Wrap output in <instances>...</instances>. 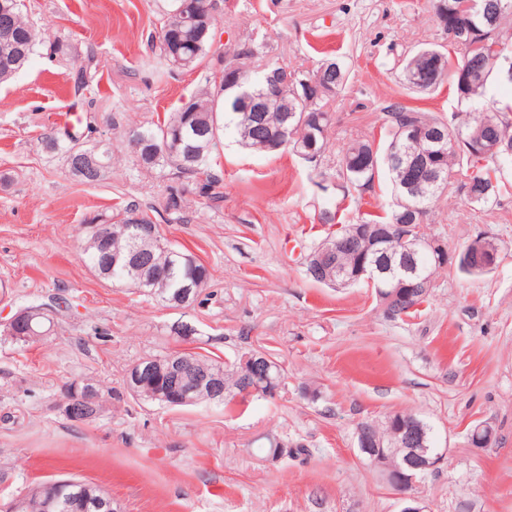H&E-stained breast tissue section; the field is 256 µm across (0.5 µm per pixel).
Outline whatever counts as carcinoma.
<instances>
[{"instance_id":"carcinoma-1","label":"carcinoma","mask_w":512,"mask_h":512,"mask_svg":"<svg viewBox=\"0 0 512 512\" xmlns=\"http://www.w3.org/2000/svg\"><path fill=\"white\" fill-rule=\"evenodd\" d=\"M464 2L435 0L434 13L443 30H448L450 17ZM474 2L476 7L470 12L471 42L451 41L447 45L423 47L405 61L401 72L404 85L413 92L431 91L442 81H448L449 90L457 100L469 105L467 121L455 123L435 116L410 100L391 103L382 108L380 117L379 133L387 137L385 148L376 145V135L372 134L353 141L339 155L338 176L346 184L354 188L368 186L383 169L392 187L393 201L385 215L364 214L336 232L338 237H348L354 234L356 226L363 227L367 239L350 250L338 252L334 263L342 275L349 277L362 264L381 269L373 284L378 296L383 295L381 286L385 285L389 270L413 259L418 274L427 277H434L444 267L429 252L421 251L410 257L407 246L395 238L373 242L381 231L402 223L410 214L415 216L414 223H425L444 190L440 183L427 184L430 177L437 175L445 179L454 170L461 171L466 178L462 189L473 206L485 207L503 195L512 194V182L505 177V172L512 170V102L496 100L492 91L495 84L512 85V78L500 74L496 61L503 55L512 58V43L505 35V24L512 21V0ZM22 6V0L13 6V40H0V83L11 80L29 64L37 44L38 34L25 18ZM208 7L218 10V0H169L157 36L160 55L169 67L177 70L204 68L202 82L178 111L150 125L129 130V136L138 137L141 143L136 151L141 169L167 168L180 180L164 202V210L175 213L183 209L186 196L196 192L213 200L220 199L221 179L212 172V161L222 145L220 132L227 128L236 132L238 142L247 149L273 153L287 147L296 154L313 145L319 157H324L331 125L326 105L348 81L345 64L336 59H327L311 71L290 69L277 62L255 71L253 59L258 49L249 46L222 61L223 67L242 73L241 86L224 85L217 80L214 69L205 67L218 22L204 15ZM435 53L447 64L446 72L438 78L431 69ZM455 54L460 59H454ZM465 68L470 70V83L466 87L459 80V72ZM272 72L288 81V91L264 112H243L244 97L259 98L265 94L268 75ZM281 127L287 128L283 139L278 138ZM91 130L92 125L88 124L81 134L66 131L44 140L47 151L62 154L71 173L87 184L103 179L109 160L104 155L106 149L87 137ZM134 216L152 222L146 213L132 205L115 222L97 221L109 236L85 232L82 255L91 268L103 278L128 288L139 291L156 288L171 301L188 288L201 294L210 278L207 267L171 247L160 236L154 240L134 236L129 228V220ZM450 265L471 276L492 272L490 268L476 267L464 249ZM55 316L54 312L35 316L19 325L17 332L24 335L31 329L39 334L49 332L55 325ZM190 359L197 371L222 373L224 394L232 398L237 395L246 398L245 390L251 386L260 388V396L264 397L265 390L285 376L284 367L275 359L271 360L265 376L256 373L243 355L229 365L201 353L191 355ZM400 423L416 430V444L390 447L398 439ZM359 427L382 444V450L393 453L396 464L404 472L410 463L421 464L442 454L435 446L432 427L412 413H394L381 421H363ZM260 451L273 459L283 454L293 458L308 454L302 445L288 450L270 437ZM58 497L69 504L60 512H112L104 491L86 481H59Z\"/></svg>"}]
</instances>
